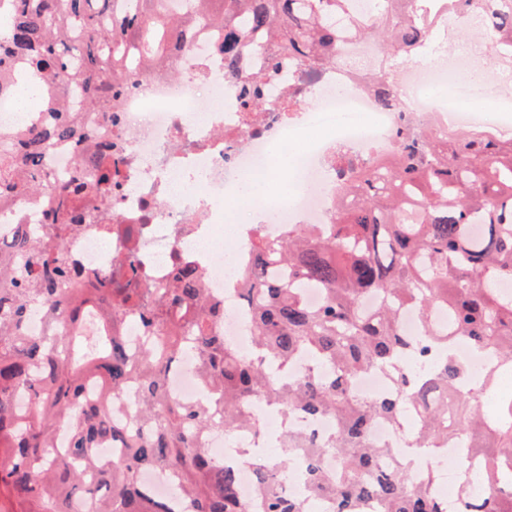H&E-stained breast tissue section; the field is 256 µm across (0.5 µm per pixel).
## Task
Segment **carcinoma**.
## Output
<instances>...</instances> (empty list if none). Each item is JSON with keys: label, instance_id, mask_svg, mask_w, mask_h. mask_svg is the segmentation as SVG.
<instances>
[{"label": "carcinoma", "instance_id": "cac0c4a2", "mask_svg": "<svg viewBox=\"0 0 512 512\" xmlns=\"http://www.w3.org/2000/svg\"><path fill=\"white\" fill-rule=\"evenodd\" d=\"M186 13L220 24L246 19L224 36L218 49L224 71L243 80L249 103L260 75L239 72L243 42L274 25L279 48L309 61H327L336 42L329 17L348 0H183ZM432 0H407L410 20L399 23L386 9L359 13V36L383 42L391 59H409L428 29ZM0 73L24 70L44 92L37 127L30 133H0V201L29 190H48L41 160L57 141H69L88 163L91 177L55 191L46 221L64 232L73 224V200L88 180L119 182L112 155L97 149L94 122L66 105L74 82L85 103L112 111L118 89L139 76L129 65L155 66L175 49L186 21L164 15L162 0H0ZM486 34L512 45V0H496ZM385 106L394 83H376ZM356 206L338 212L324 229H288V239L258 238L244 272L242 297L252 308L254 348L243 359L216 334L222 309L209 301L194 265L178 268L162 300L136 288H113L79 275L59 249L33 241L39 222L10 227L0 241V512H79L94 499L96 512H172L171 504L146 496L138 473L166 468L190 512H247L236 473L202 448L207 431L230 434L251 424L253 396L329 415L336 434L316 440L288 434L278 456L251 457L262 512H308L307 503L283 489L293 458L308 459L305 479L313 497L336 501L337 512H365L375 499L380 512H448L433 493L435 470L417 472L412 462L383 468L385 450L370 441L378 419L398 427L416 416L412 447L446 448L456 439L466 455L456 459L461 512H512V397L490 413L479 403L495 389L502 370L512 371V142L473 130L440 140L409 135L397 165L377 179L358 176L346 187ZM319 288L323 302L309 307L301 292ZM375 293L367 312L362 304ZM39 307L56 322L55 335L29 336V311ZM414 310L422 333L409 336L399 324L402 308ZM95 312L100 330L88 335L85 315ZM137 312L149 333L138 354L115 335L118 315ZM489 358L470 395H458L468 378L458 345ZM308 354L314 365L301 377L273 378L267 362L288 368ZM192 355L221 413L181 404L168 392L167 377ZM388 371L399 390L367 401L349 386L358 375ZM103 391L131 383L139 405L125 426L104 412V400L88 398V377ZM29 395L21 410L18 395ZM69 441L57 454L60 429ZM121 441L126 453L98 468L89 450ZM336 453V471L320 465Z\"/></svg>", "mask_w": 512, "mask_h": 512}]
</instances>
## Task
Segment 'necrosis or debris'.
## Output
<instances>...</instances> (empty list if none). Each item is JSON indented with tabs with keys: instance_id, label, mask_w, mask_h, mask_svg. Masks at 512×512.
Here are the masks:
<instances>
[{
	"instance_id": "1",
	"label": "necrosis or debris",
	"mask_w": 512,
	"mask_h": 512,
	"mask_svg": "<svg viewBox=\"0 0 512 512\" xmlns=\"http://www.w3.org/2000/svg\"><path fill=\"white\" fill-rule=\"evenodd\" d=\"M432 37L421 55L389 63L373 42L357 36L349 11L336 15V56L319 63L281 53L273 30L251 37L243 49V70L266 77L260 87L261 109H242L243 86L224 76V58L212 45L223 32L219 24H194L165 70L135 79L118 97L115 113H96L100 141L110 143L123 163L120 185H92L82 210L85 218L66 235L62 251L84 274L127 284V259L138 265V285L165 288L180 260L200 270L210 300L224 308L216 330L250 357L253 333L240 292L256 238H282L288 225L332 224L350 202L342 187L356 173L391 167L402 137L421 132L447 137L449 132L482 128L503 135L512 126V53L490 41L475 51L492 55L482 89L466 82L472 55L450 49L453 27L484 28L486 10L459 16L443 0L434 4ZM393 70L394 102L380 105L373 85L379 73ZM444 84L447 98L416 95L418 87ZM298 160L283 148L306 139ZM51 188L82 171L71 145L52 146L42 158ZM275 180L261 196L246 194L253 182ZM179 402L206 404L212 393L192 359H183L168 377ZM254 426L234 437L210 431L203 446L214 458L238 469L240 499H257L251 468L239 451L265 454L290 428L311 438L332 435L329 416L306 417L254 399Z\"/></svg>"
}]
</instances>
